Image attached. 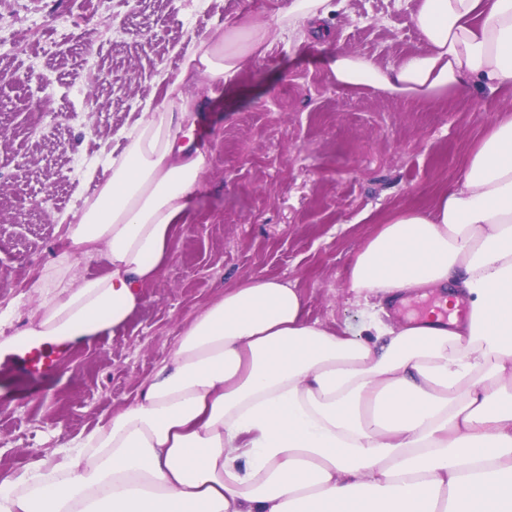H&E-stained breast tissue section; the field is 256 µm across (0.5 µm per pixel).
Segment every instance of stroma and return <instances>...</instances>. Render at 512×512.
Instances as JSON below:
<instances>
[{"label": "stroma", "instance_id": "stroma-1", "mask_svg": "<svg viewBox=\"0 0 512 512\" xmlns=\"http://www.w3.org/2000/svg\"><path fill=\"white\" fill-rule=\"evenodd\" d=\"M274 0H0V309L21 330L30 283L63 246L89 169L163 103L192 36ZM422 47L396 0H344L304 43L281 41L212 100L193 145L208 154L175 254L127 324L65 343L57 369L0 355V480L105 423L165 359L181 326L226 286L292 284L305 314L358 323L347 281L357 250L392 212L429 208L460 184L474 143L512 95L472 86L421 102L336 86L332 55L385 65Z\"/></svg>", "mask_w": 512, "mask_h": 512}]
</instances>
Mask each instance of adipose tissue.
<instances>
[{
    "mask_svg": "<svg viewBox=\"0 0 512 512\" xmlns=\"http://www.w3.org/2000/svg\"><path fill=\"white\" fill-rule=\"evenodd\" d=\"M423 46L382 66L339 51L337 86L435 102L471 85L512 92V0H405ZM334 0H279L192 38L161 107L124 131L110 178L30 285L0 351L123 326L174 256L210 165L192 146L217 85L277 42L304 41ZM104 263L81 274V262ZM363 319L308 320L300 291L252 277L179 332L134 400L51 462L0 482V512H512V113L473 149L465 179L426 210L389 215L356 253ZM435 288L467 321L386 322Z\"/></svg>",
    "mask_w": 512,
    "mask_h": 512,
    "instance_id": "adipose-tissue-1",
    "label": "adipose tissue"
}]
</instances>
